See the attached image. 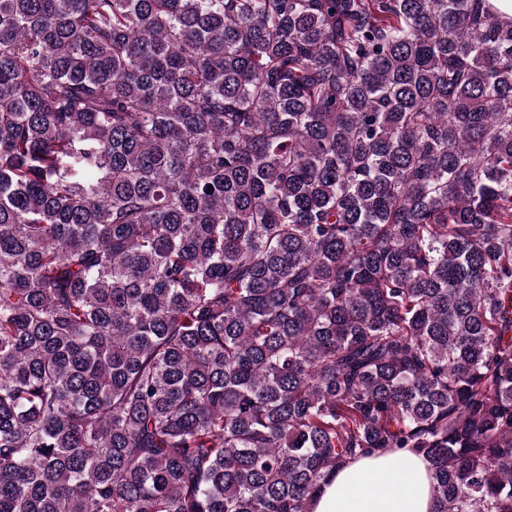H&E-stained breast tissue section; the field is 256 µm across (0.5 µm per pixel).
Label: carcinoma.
I'll return each instance as SVG.
<instances>
[{
    "instance_id": "carcinoma-1",
    "label": "carcinoma",
    "mask_w": 512,
    "mask_h": 512,
    "mask_svg": "<svg viewBox=\"0 0 512 512\" xmlns=\"http://www.w3.org/2000/svg\"><path fill=\"white\" fill-rule=\"evenodd\" d=\"M384 450L512 512V21L0 0V512H311Z\"/></svg>"
}]
</instances>
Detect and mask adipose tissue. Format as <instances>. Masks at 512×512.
<instances>
[{"instance_id":"ef3b65f1","label":"adipose tissue","mask_w":512,"mask_h":512,"mask_svg":"<svg viewBox=\"0 0 512 512\" xmlns=\"http://www.w3.org/2000/svg\"><path fill=\"white\" fill-rule=\"evenodd\" d=\"M433 476L423 457L384 452L337 469L312 512H434Z\"/></svg>"}]
</instances>
